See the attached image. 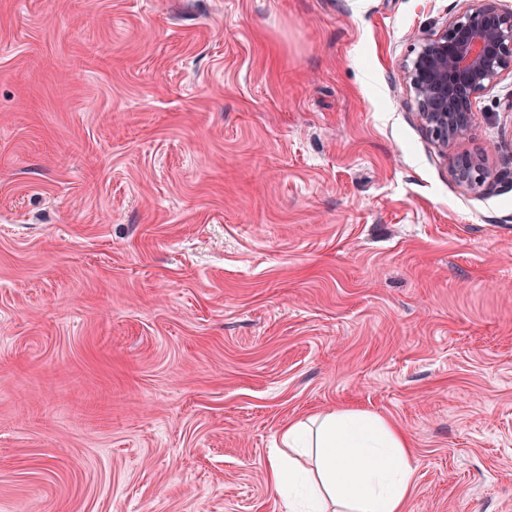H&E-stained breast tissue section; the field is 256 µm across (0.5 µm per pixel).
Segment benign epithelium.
Returning a JSON list of instances; mask_svg holds the SVG:
<instances>
[{
  "label": "benign epithelium",
  "mask_w": 512,
  "mask_h": 512,
  "mask_svg": "<svg viewBox=\"0 0 512 512\" xmlns=\"http://www.w3.org/2000/svg\"><path fill=\"white\" fill-rule=\"evenodd\" d=\"M512 73V8L503 0H462L436 32L416 40L401 73V87L416 107L415 117L443 155L468 138L474 100L505 73ZM460 186L480 193L494 174L480 158L452 156Z\"/></svg>",
  "instance_id": "1"
}]
</instances>
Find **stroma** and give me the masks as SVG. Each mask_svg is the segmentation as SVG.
Segmentation results:
<instances>
[{
    "label": "stroma",
    "instance_id": "1",
    "mask_svg": "<svg viewBox=\"0 0 512 512\" xmlns=\"http://www.w3.org/2000/svg\"><path fill=\"white\" fill-rule=\"evenodd\" d=\"M460 0H0V512H287L285 425L512 512V75L455 183L399 88ZM451 173L456 183L476 193L489 190L496 178L482 159L467 154L452 156Z\"/></svg>",
    "mask_w": 512,
    "mask_h": 512
}]
</instances>
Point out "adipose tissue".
Segmentation results:
<instances>
[{
	"label": "adipose tissue",
	"mask_w": 512,
	"mask_h": 512,
	"mask_svg": "<svg viewBox=\"0 0 512 512\" xmlns=\"http://www.w3.org/2000/svg\"><path fill=\"white\" fill-rule=\"evenodd\" d=\"M291 456L272 455V485L288 512H404L412 486L409 440L382 417L338 409L289 424ZM312 460V468L298 457Z\"/></svg>",
	"instance_id": "ef3b65f1"
}]
</instances>
